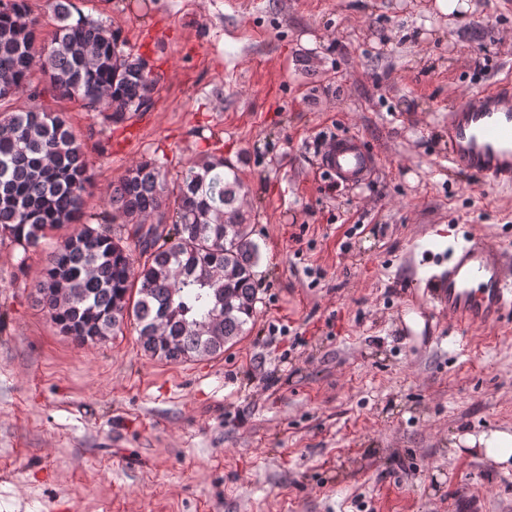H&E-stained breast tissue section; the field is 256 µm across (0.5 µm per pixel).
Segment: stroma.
I'll list each match as a JSON object with an SVG mask.
<instances>
[{
	"label": "stroma",
	"instance_id": "obj_1",
	"mask_svg": "<svg viewBox=\"0 0 512 512\" xmlns=\"http://www.w3.org/2000/svg\"><path fill=\"white\" fill-rule=\"evenodd\" d=\"M74 0L148 57L155 104L108 148L80 102L102 211L134 162L224 157L261 257L254 321L174 364L133 328L80 345L30 293L56 238L0 245V512H512V323L448 328L431 286L468 234L512 251V186L448 165V113L512 84V0ZM358 135L330 189L318 136ZM321 165L336 181L359 184L371 177L377 158L358 136L342 135L330 142L321 156ZM479 444L485 446L484 448H478V451L486 458L503 465L502 467L505 470L510 465L512 467V434L494 431L487 436L484 433L479 438Z\"/></svg>",
	"mask_w": 512,
	"mask_h": 512
}]
</instances>
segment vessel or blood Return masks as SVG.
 I'll return each instance as SVG.
<instances>
[{
  "label": "vessel or blood",
  "mask_w": 512,
  "mask_h": 512,
  "mask_svg": "<svg viewBox=\"0 0 512 512\" xmlns=\"http://www.w3.org/2000/svg\"><path fill=\"white\" fill-rule=\"evenodd\" d=\"M448 161L489 186L512 184V86L501 84L466 96L448 115ZM334 179L358 184L371 177L376 156L358 136L334 138L321 156ZM448 311V326L493 327L512 317V274L503 250L472 237L432 287Z\"/></svg>",
  "instance_id": "obj_1"
}]
</instances>
